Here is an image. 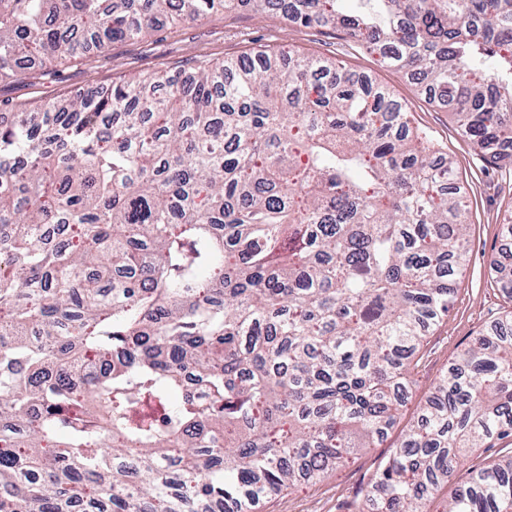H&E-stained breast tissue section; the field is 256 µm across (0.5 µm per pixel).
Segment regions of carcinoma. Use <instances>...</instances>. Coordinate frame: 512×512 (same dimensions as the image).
Masks as SVG:
<instances>
[{
	"mask_svg": "<svg viewBox=\"0 0 512 512\" xmlns=\"http://www.w3.org/2000/svg\"><path fill=\"white\" fill-rule=\"evenodd\" d=\"M240 2L0 0V78ZM339 2L283 17L411 72L512 165V0ZM457 178L387 87L291 49L13 113L0 512H253L376 446L467 262ZM495 437H512V312L439 378L366 512H431ZM440 512H512V455Z\"/></svg>",
	"mask_w": 512,
	"mask_h": 512,
	"instance_id": "1",
	"label": "carcinoma"
}]
</instances>
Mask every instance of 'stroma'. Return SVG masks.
Masks as SVG:
<instances>
[{
	"mask_svg": "<svg viewBox=\"0 0 512 512\" xmlns=\"http://www.w3.org/2000/svg\"><path fill=\"white\" fill-rule=\"evenodd\" d=\"M293 48L309 55L339 60L348 70L371 76L391 88L408 108L412 126L439 142L459 173L469 202V261L460 277L447 319L434 326L414 371L416 385L396 425L384 441L351 458L342 468L314 482H298L265 500L258 512H358L360 493L378 463L389 456L417 418L443 371L468 347L473 336L487 331L512 310V290L501 288L490 266L512 251L501 226L512 217V166L493 168L463 136L447 108L419 93L404 71L383 65L330 27L305 28L275 14L241 7L213 12L195 22H160L151 35L117 40L106 49L48 63L30 75L0 80V114L20 105L36 108L99 89L115 82L183 70L188 61L219 63L252 50Z\"/></svg>",
	"mask_w": 512,
	"mask_h": 512,
	"instance_id": "obj_1",
	"label": "stroma"
}]
</instances>
